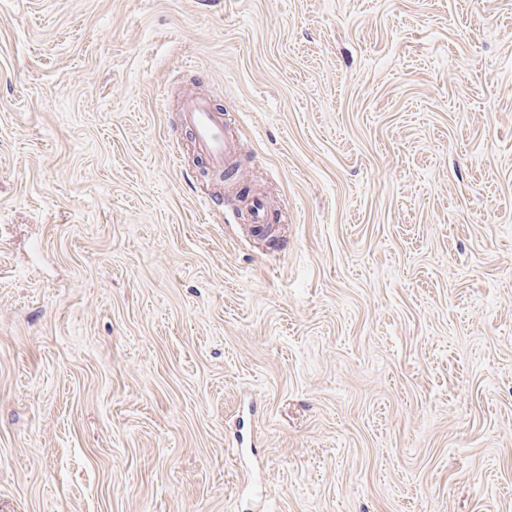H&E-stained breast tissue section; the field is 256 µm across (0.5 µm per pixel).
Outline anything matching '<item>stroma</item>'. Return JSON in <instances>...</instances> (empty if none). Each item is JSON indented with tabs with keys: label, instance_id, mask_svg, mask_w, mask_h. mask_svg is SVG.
<instances>
[{
	"label": "stroma",
	"instance_id": "1",
	"mask_svg": "<svg viewBox=\"0 0 512 512\" xmlns=\"http://www.w3.org/2000/svg\"><path fill=\"white\" fill-rule=\"evenodd\" d=\"M0 512H512V0H0ZM181 122L192 133L193 143L209 170L218 176L237 166L238 146L225 136L224 113L203 96L189 95L181 105ZM244 209L247 214V221L250 225L251 232L258 238L265 239L270 237L274 231V225L281 221V217L274 215L269 210L260 194L251 193L246 196Z\"/></svg>",
	"mask_w": 512,
	"mask_h": 512
}]
</instances>
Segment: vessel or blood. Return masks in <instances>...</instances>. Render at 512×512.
I'll use <instances>...</instances> for the list:
<instances>
[{
	"mask_svg": "<svg viewBox=\"0 0 512 512\" xmlns=\"http://www.w3.org/2000/svg\"><path fill=\"white\" fill-rule=\"evenodd\" d=\"M181 122L192 133L193 143L215 175L234 169L237 165L238 146L226 137L223 112L203 96L190 95L181 105ZM244 209L251 224H276L280 218L269 210L260 194H248Z\"/></svg>",
	"mask_w": 512,
	"mask_h": 512,
	"instance_id": "vessel-or-blood-1",
	"label": "vessel or blood"
}]
</instances>
